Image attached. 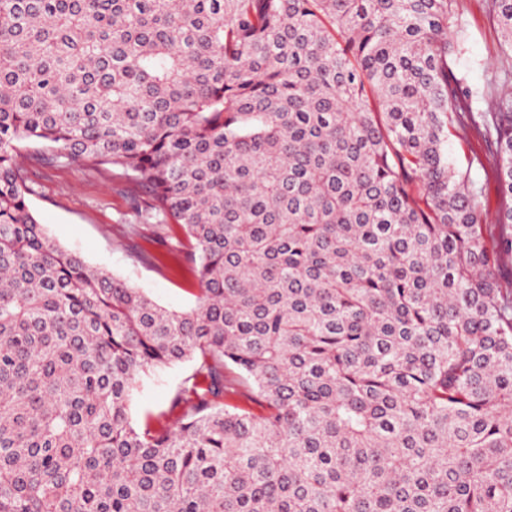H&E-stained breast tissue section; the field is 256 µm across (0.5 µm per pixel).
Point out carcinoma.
<instances>
[{"instance_id": "carcinoma-1", "label": "carcinoma", "mask_w": 512, "mask_h": 512, "mask_svg": "<svg viewBox=\"0 0 512 512\" xmlns=\"http://www.w3.org/2000/svg\"><path fill=\"white\" fill-rule=\"evenodd\" d=\"M455 2L0 0V512H512V72L465 84ZM31 147L138 181L196 305L51 239ZM474 150H477L476 156ZM484 154L483 147H478L477 142L473 139L471 144L460 142L455 137L448 139V156L459 168L466 169L469 167L472 179L485 188V193L478 196L477 204L483 213H489L494 216L501 207H504L507 201L502 199L498 194L497 184L492 176L488 165L479 160V155ZM483 158V157H482ZM194 366V362H184L146 378L133 395V420L139 423L148 412L158 413L167 410L170 398L179 389L184 378L192 373Z\"/></svg>"}]
</instances>
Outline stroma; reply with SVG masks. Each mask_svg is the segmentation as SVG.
<instances>
[{"label":"stroma","instance_id":"obj_1","mask_svg":"<svg viewBox=\"0 0 512 512\" xmlns=\"http://www.w3.org/2000/svg\"><path fill=\"white\" fill-rule=\"evenodd\" d=\"M462 29L452 32L455 70L475 90L486 87L512 60L500 54V38L485 14L484 0H458ZM448 155L457 167L469 169L484 192L477 199L481 211L496 214L506 204L488 165L479 160L474 145L449 138ZM36 193L30 205L48 235L61 247L78 254L88 264L106 269L131 286L142 289L158 304L175 311L195 305L191 277L170 258L169 269L135 260L137 248L166 254L172 246L167 230L140 216L133 204L135 184L113 172L78 163L35 170L31 176ZM194 369L184 362L144 380L133 395L132 418L167 410L172 395Z\"/></svg>","mask_w":512,"mask_h":512}]
</instances>
